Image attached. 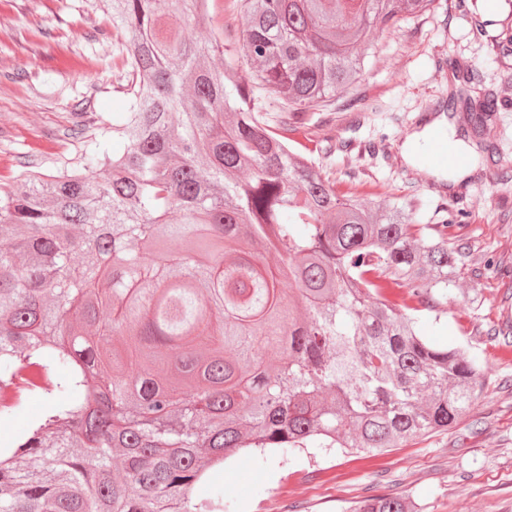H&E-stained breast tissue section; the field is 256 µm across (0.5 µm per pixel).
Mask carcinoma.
<instances>
[{
    "label": "carcinoma",
    "mask_w": 512,
    "mask_h": 512,
    "mask_svg": "<svg viewBox=\"0 0 512 512\" xmlns=\"http://www.w3.org/2000/svg\"><path fill=\"white\" fill-rule=\"evenodd\" d=\"M208 2L112 0L125 111L75 165L0 183V416L52 402L0 445V512H224L222 490L193 491L242 451L375 458L483 392L478 354L428 338L448 303L481 302L480 281L455 289L463 213L340 194L300 140L316 128L342 159L324 112L363 80L374 38L436 0H237L221 67L181 34ZM490 26L474 20L488 67L512 54V31ZM496 112L448 91L463 134L495 139ZM349 512L419 510L373 494Z\"/></svg>",
    "instance_id": "cac0c4a2"
}]
</instances>
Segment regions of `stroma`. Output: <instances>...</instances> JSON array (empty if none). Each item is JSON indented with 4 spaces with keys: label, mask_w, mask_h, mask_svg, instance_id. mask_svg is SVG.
<instances>
[{
    "label": "stroma",
    "mask_w": 512,
    "mask_h": 512,
    "mask_svg": "<svg viewBox=\"0 0 512 512\" xmlns=\"http://www.w3.org/2000/svg\"><path fill=\"white\" fill-rule=\"evenodd\" d=\"M473 0H442L434 12L401 23L377 46L378 61L353 93L337 101L333 133L351 153H369L352 183L383 200L415 192L442 204L449 186L464 212L454 232L469 250L457 285L484 283L478 309L449 304L438 342L468 341L487 362L486 385L450 429L421 436L374 459L305 450L257 466L239 455L212 472L232 512H346L366 490L414 498L422 512H512V348L488 342L486 332L512 321V281L493 277L489 260L512 268V182L501 184L487 153L465 143V167H431L405 154L440 107L461 63L479 70L476 91L496 96L500 145L512 156V57L485 67L491 47L474 33ZM211 25L193 24L204 42L220 27L229 42L243 20L235 0H216ZM108 0H0V182L29 171L56 172L77 162L89 138L111 126L127 98L131 78L120 32L111 26Z\"/></svg>",
    "instance_id": "35a3bbf8"
}]
</instances>
